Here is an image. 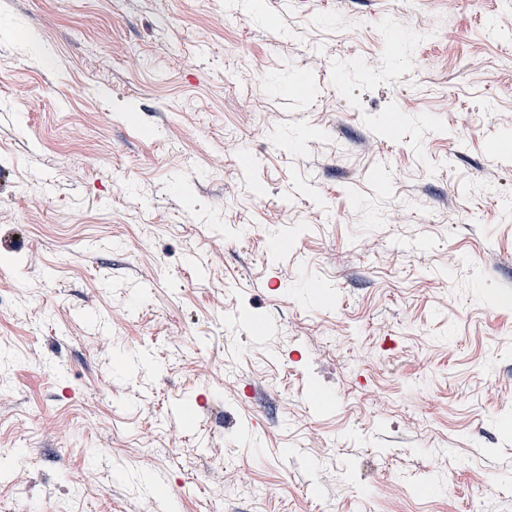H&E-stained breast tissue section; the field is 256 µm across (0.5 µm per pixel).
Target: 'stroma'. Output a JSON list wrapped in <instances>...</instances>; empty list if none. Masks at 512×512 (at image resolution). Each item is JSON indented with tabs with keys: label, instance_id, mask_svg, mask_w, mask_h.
Listing matches in <instances>:
<instances>
[{
	"label": "stroma",
	"instance_id": "obj_1",
	"mask_svg": "<svg viewBox=\"0 0 512 512\" xmlns=\"http://www.w3.org/2000/svg\"><path fill=\"white\" fill-rule=\"evenodd\" d=\"M0 464L512 512V0H0Z\"/></svg>",
	"mask_w": 512,
	"mask_h": 512
}]
</instances>
